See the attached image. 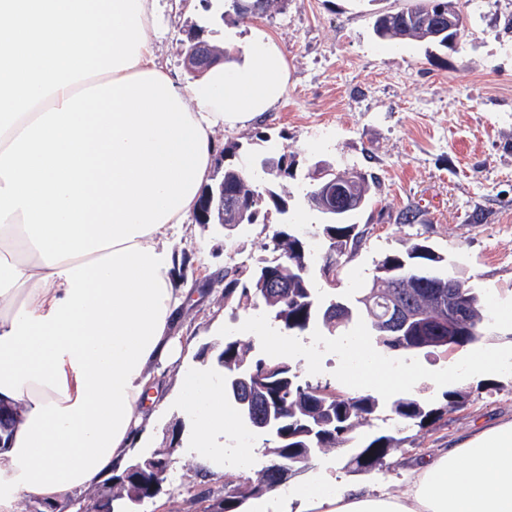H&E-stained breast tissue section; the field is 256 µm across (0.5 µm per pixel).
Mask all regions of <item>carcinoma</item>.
<instances>
[{"label": "carcinoma", "instance_id": "obj_1", "mask_svg": "<svg viewBox=\"0 0 512 512\" xmlns=\"http://www.w3.org/2000/svg\"><path fill=\"white\" fill-rule=\"evenodd\" d=\"M229 10L245 21L271 11L276 2L287 0H227ZM460 22L459 33L465 31L464 16L458 0H410L398 11H383L375 16L373 32L384 41H417L448 47V18ZM240 149L239 143L228 140L220 150L225 161L220 181L202 190L198 212L204 210L209 189L224 182V192L244 191L246 216L240 224L262 223L267 231L264 251L269 256L255 265L244 262L224 267V306L244 314L262 308L278 326L290 336H296L321 326L333 333L327 325L324 311L337 303L347 310L341 323L345 327L353 319L362 317L376 342L392 351H448L439 344L437 335L424 331L411 336H390L378 327L376 319L384 316L386 304L397 297L405 301L423 295L454 299L467 308L461 321L457 347L474 344L483 338V323L487 307L483 296L467 286L448 287V273L443 270L445 258L424 242L413 244L403 254L385 256L375 265L371 285L361 295L340 297L316 287L312 276L315 248L312 241L302 236L292 224L270 222L272 215L288 213V191L270 184L257 185L263 174L286 180L293 176L288 152L263 157L257 168H245L231 162ZM309 187L305 193L311 209L322 212L317 197L324 182L308 174ZM359 184L353 200L336 199V214L332 221L319 225L321 248L319 256L324 264L341 275L347 260L356 252L362 238L358 225L350 223L353 214L368 202L371 185L363 173H358ZM253 340L236 336L224 337L222 346L204 345L198 357L209 359L219 371L224 392L231 398L239 417L257 427L254 414L271 415L274 427L267 432L264 456L267 464L251 472L240 471L224 480V493L218 496L199 494L194 504H224L223 512H244L249 499L277 490L298 472L309 469L312 458L321 451L344 447L358 425L373 415L378 400L370 394H342L329 384H312L302 380L293 365L280 358L254 354ZM469 393L450 390L445 405L432 408L414 398L399 400L393 405L396 418L406 426H425L441 414L462 406ZM4 418L0 419V433L11 435L20 421V412L10 403L0 405ZM401 440L391 434L380 433L367 439L348 459L346 466L355 471L370 472L400 448ZM168 482L165 470L150 471L144 461L129 464L121 474L112 477V497L104 500L108 512H134L138 505L133 500L154 498L158 485Z\"/></svg>", "mask_w": 512, "mask_h": 512}]
</instances>
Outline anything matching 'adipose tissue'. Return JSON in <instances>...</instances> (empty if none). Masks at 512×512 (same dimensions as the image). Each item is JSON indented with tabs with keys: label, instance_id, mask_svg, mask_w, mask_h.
I'll return each instance as SVG.
<instances>
[{
	"label": "adipose tissue",
	"instance_id": "adipose-tissue-1",
	"mask_svg": "<svg viewBox=\"0 0 512 512\" xmlns=\"http://www.w3.org/2000/svg\"><path fill=\"white\" fill-rule=\"evenodd\" d=\"M159 0H0V399L22 419L0 448V512L22 498L76 512L153 421L151 364H174L170 234L195 212L214 132L269 111L287 62L262 30L178 88L153 36ZM351 390H397L386 358ZM184 454L214 474L257 451L206 373L184 371ZM329 473L246 512H512V419L419 463L402 494L332 490Z\"/></svg>",
	"mask_w": 512,
	"mask_h": 512
}]
</instances>
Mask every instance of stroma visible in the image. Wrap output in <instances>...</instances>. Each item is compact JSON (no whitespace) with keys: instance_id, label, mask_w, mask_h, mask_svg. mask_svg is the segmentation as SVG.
I'll return each mask as SVG.
<instances>
[{"instance_id":"obj_1","label":"stroma","mask_w":512,"mask_h":512,"mask_svg":"<svg viewBox=\"0 0 512 512\" xmlns=\"http://www.w3.org/2000/svg\"><path fill=\"white\" fill-rule=\"evenodd\" d=\"M407 0H288L284 11H271L242 23L234 15L201 28L203 0H180L165 11L166 30L155 46L179 87L190 86L181 53L188 31L222 41L225 31L246 40L251 29L264 30L281 48L288 80L281 102L244 126L218 130L217 144L235 140L236 163L251 165L258 155L288 152L296 176L285 181L290 194L287 222L323 223L304 197V175L315 161L336 169H356L374 181L369 203L353 218L361 243L346 266L336 291L359 294L375 264L423 241L448 260L449 271L467 279L489 301L497 318L477 346L441 351L395 352L394 362H414L419 377L410 397L437 407L446 390L470 394L463 407L419 428L399 423L392 412L398 394L378 393L379 407L354 432L362 438L389 432L403 443L382 468L352 472L349 454L339 448L325 454L337 487L359 486L396 494L405 476L422 458L474 428L512 418V365L473 377L464 363L474 349L512 346V0H460L466 30L455 48L417 42L389 43L373 33L374 14L405 7ZM260 225L224 235L216 224L187 221L172 239L174 251L189 253L183 271L195 292L181 326L193 343L183 366L200 369L198 350L246 328L266 323L263 311L238 316L225 307L223 291L204 283V272L218 273L241 260L264 258ZM322 343L316 367L293 359L303 379L341 387L357 364L355 341L369 337L365 320L329 335L311 329ZM447 372L448 385L432 377ZM163 384L154 404L156 418L134 458L168 446L172 428L189 433L193 421L170 397L178 369H162ZM223 477L190 462L181 449L172 452L165 494L145 503L142 512H194L193 495L222 493Z\"/></svg>"}]
</instances>
